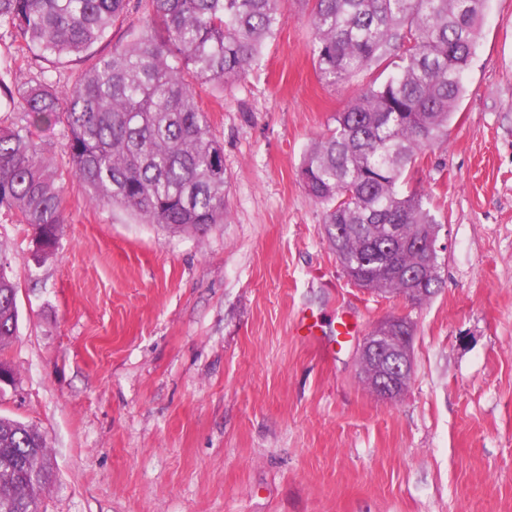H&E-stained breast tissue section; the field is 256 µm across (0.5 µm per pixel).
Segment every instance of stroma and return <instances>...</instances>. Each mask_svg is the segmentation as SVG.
<instances>
[{"label": "stroma", "instance_id": "stroma-1", "mask_svg": "<svg viewBox=\"0 0 512 512\" xmlns=\"http://www.w3.org/2000/svg\"><path fill=\"white\" fill-rule=\"evenodd\" d=\"M282 8L245 76L196 90L224 146V223L172 232L98 205L59 128L32 129L64 233L35 262L0 209L19 307L0 415L47 439L37 512H512V0H486L448 138L406 176L447 237L420 304L348 280L298 175L378 72L325 84L308 8ZM393 313L415 324L413 373L386 401L359 347ZM310 314L325 343L297 335Z\"/></svg>", "mask_w": 512, "mask_h": 512}]
</instances>
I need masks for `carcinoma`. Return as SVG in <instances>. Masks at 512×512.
Listing matches in <instances>:
<instances>
[{
    "instance_id": "cac0c4a2",
    "label": "carcinoma",
    "mask_w": 512,
    "mask_h": 512,
    "mask_svg": "<svg viewBox=\"0 0 512 512\" xmlns=\"http://www.w3.org/2000/svg\"><path fill=\"white\" fill-rule=\"evenodd\" d=\"M311 5L313 60L334 86L393 65L336 115V127L303 156L306 192L327 205L325 232L343 273L380 294L432 297L440 255L425 257L438 220L424 194L399 189L426 147L448 138L465 91L485 0H300ZM144 16L130 41L95 47L130 0H0L9 37L37 72L0 71V98L24 123L0 124V208L32 229L34 259L52 255L64 224V189L31 127H61L77 184L97 204H120L147 224L199 229L222 224L224 146L211 133L194 86L242 77L282 24V0H137ZM76 62L65 89L53 71ZM400 228L393 235L388 225ZM17 286L0 262V349L18 328ZM37 429L0 416V504L37 508L49 478ZM41 474L37 483L30 473Z\"/></svg>"
}]
</instances>
